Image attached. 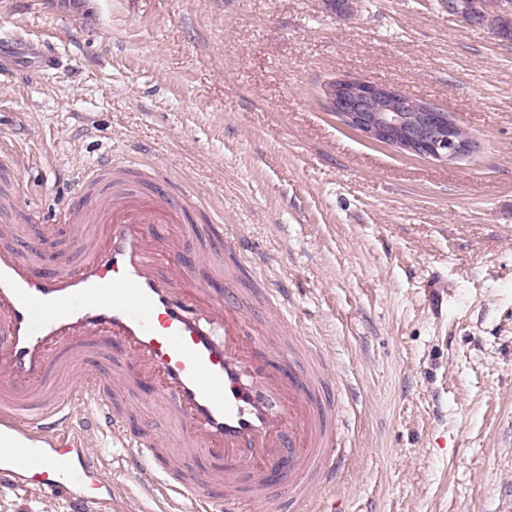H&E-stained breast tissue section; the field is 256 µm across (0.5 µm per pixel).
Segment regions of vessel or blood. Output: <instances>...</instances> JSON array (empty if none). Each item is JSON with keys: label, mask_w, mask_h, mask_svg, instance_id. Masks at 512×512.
Wrapping results in <instances>:
<instances>
[{"label": "vessel or blood", "mask_w": 512, "mask_h": 512, "mask_svg": "<svg viewBox=\"0 0 512 512\" xmlns=\"http://www.w3.org/2000/svg\"><path fill=\"white\" fill-rule=\"evenodd\" d=\"M138 160L83 174L53 223L70 232L52 265L41 241L0 245V486L62 492L69 512H105L115 478L95 465L88 432L154 468L148 495L179 512H241L247 494L289 480L293 512L344 461L340 411L322 358L263 336L232 286L224 227ZM110 377L92 370L99 358ZM158 385L164 433L129 429L111 389ZM210 468L173 479L174 459ZM101 493L87 495L89 483Z\"/></svg>", "instance_id": "obj_1"}]
</instances>
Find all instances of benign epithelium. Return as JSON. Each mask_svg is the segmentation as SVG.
I'll use <instances>...</instances> for the list:
<instances>
[{
    "label": "benign epithelium",
    "mask_w": 512,
    "mask_h": 512,
    "mask_svg": "<svg viewBox=\"0 0 512 512\" xmlns=\"http://www.w3.org/2000/svg\"><path fill=\"white\" fill-rule=\"evenodd\" d=\"M328 99L348 127L372 140L443 161L474 152L448 135L432 106L414 108V99L389 86L341 79L330 86Z\"/></svg>",
    "instance_id": "obj_1"
}]
</instances>
